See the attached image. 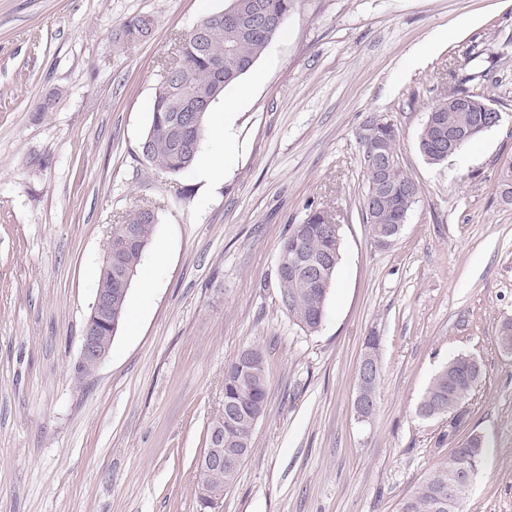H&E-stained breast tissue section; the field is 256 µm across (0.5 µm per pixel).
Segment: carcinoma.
<instances>
[{
  "label": "carcinoma",
  "instance_id": "1",
  "mask_svg": "<svg viewBox=\"0 0 512 512\" xmlns=\"http://www.w3.org/2000/svg\"><path fill=\"white\" fill-rule=\"evenodd\" d=\"M261 3L269 25L254 32L243 33L227 24L216 23L202 36L189 31L177 46L182 62L178 77L162 81L155 88L151 105V123L141 142L143 157L171 174L188 173L197 158L196 151L177 149L168 133L182 115L181 104L188 94L218 100L224 90H216L212 75L215 60L224 59V86L236 83L252 69L272 40L282 31L297 0H228L225 10L242 13ZM152 20L135 16L124 24L123 35L136 39L149 35ZM432 120L423 124L417 137V149L424 160L434 166L448 161L438 147L450 130H474L470 140L483 134L486 112L472 106L465 111L450 97L434 100L429 106ZM363 163L372 153L382 148L390 163L384 172L385 191L376 205L369 204L370 193H365L362 219L371 233L384 235L391 227L406 223L416 202L419 188L401 163L398 135L392 125H378L372 138H358ZM154 211L139 208L121 223L111 226L112 246H122L112 266L101 265L96 291L112 293V318H125L129 285L123 280L126 271L137 274L145 251L153 237ZM136 230V241L125 243L127 228ZM300 247L321 263L322 273L312 276L281 275L278 277L280 303L293 323L308 334L319 331L327 315V301L335 282L336 269L341 260V239L333 217L326 210H312L302 224H290L281 240L279 254H288ZM482 376V368L464 353L448 359L434 374L417 406L419 416L427 419L448 417L466 410L459 406L467 401ZM268 396V376L265 356L257 346L247 347L224 366V408L233 410L231 421L224 423V447L252 450L255 426L264 413ZM453 452L441 458L426 473L415 491L401 503L399 512H462V504L471 482L461 474L467 466L478 471L486 454L485 438L472 430L458 438ZM238 469L224 467L222 472L198 474V484L221 493L236 481Z\"/></svg>",
  "mask_w": 512,
  "mask_h": 512
}]
</instances>
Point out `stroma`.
<instances>
[{"mask_svg":"<svg viewBox=\"0 0 512 512\" xmlns=\"http://www.w3.org/2000/svg\"><path fill=\"white\" fill-rule=\"evenodd\" d=\"M225 0H0V512H199L195 463L224 409V366L249 346L269 390L253 451L217 512H398L448 454L446 419L416 407L448 358L483 377L466 428L487 457L463 512H512V0H299L228 87L214 184L170 175L140 143L178 38ZM137 15L149 37H115ZM503 115L462 153L416 148L454 75ZM54 104L40 111L46 97ZM399 131L419 196L375 245L356 133ZM158 223L109 357L80 373L83 327L111 224ZM335 215L342 258L309 335L278 300L280 242L308 208ZM151 276L152 288L142 286ZM379 339L376 408L358 420L357 366Z\"/></svg>","mask_w":512,"mask_h":512,"instance_id":"35a3bbf8","label":"stroma"}]
</instances>
